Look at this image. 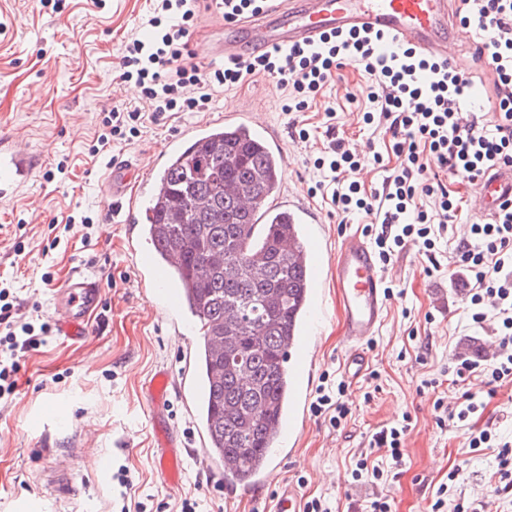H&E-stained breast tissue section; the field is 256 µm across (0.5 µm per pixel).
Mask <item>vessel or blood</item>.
<instances>
[{"instance_id":"1","label":"vessel or blood","mask_w":512,"mask_h":512,"mask_svg":"<svg viewBox=\"0 0 512 512\" xmlns=\"http://www.w3.org/2000/svg\"><path fill=\"white\" fill-rule=\"evenodd\" d=\"M463 7V0H271L270 7L256 18L222 24V37L214 53L230 61L257 51L315 44L331 33L368 32L386 37L388 45L409 47L425 58L451 64L456 59L453 20ZM32 169L31 153L13 145L11 139L0 140L1 197L12 195L27 181ZM136 173V166L131 164L111 167L106 183L113 203L134 208L136 199L128 191ZM477 190L480 212L484 218H492L503 203H512V168L485 175ZM136 258L140 281L153 285L169 310L178 312L185 296L183 289L170 285L169 263L144 252L137 253ZM333 277L344 316L341 366L347 380L356 382L369 369L371 356L367 344L383 323L388 303L385 278L370 244L356 235L343 239ZM101 299L100 280L87 274H74L56 289L54 303L63 318L62 335L72 340L85 336ZM322 304L319 289H312L301 330L294 339L297 365L290 379L293 400L287 415L274 426L275 440L281 447L288 446L298 427L307 423L308 365ZM174 382L170 372L163 370L153 376L147 387L150 415L160 430L158 443L162 452L157 469L173 488L179 486L183 468L176 452L177 441L166 422L164 397ZM270 512H303L302 498L293 483H280Z\"/></svg>"}]
</instances>
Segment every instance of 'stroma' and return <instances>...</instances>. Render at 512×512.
I'll return each instance as SVG.
<instances>
[{"label":"stroma","instance_id":"obj_1","mask_svg":"<svg viewBox=\"0 0 512 512\" xmlns=\"http://www.w3.org/2000/svg\"><path fill=\"white\" fill-rule=\"evenodd\" d=\"M151 12V0H61L57 7L41 6L39 0H0V136L24 144L35 157L30 179L12 197L0 198V278L11 282L24 320L36 318L51 327L43 343L27 354L16 395L0 402V512H25L34 499L40 512H180L186 498L197 501L199 512H264L270 488L284 480L298 487L303 500H321L332 512H367L378 497L388 499L392 512H427L438 486L455 468L460 477L445 512L482 495L491 512H512V504H502L495 493L493 450L468 446L470 433L483 429L512 437V383L498 386L482 413L444 426L436 422V397L452 406L462 391L447 381L434 389L427 385L459 356L466 340L484 343L491 334L490 325L472 322L463 282L451 274L458 240L480 220L470 185L457 182L448 190L461 196L462 206L438 254L441 270L428 272L426 257L413 245L383 269L394 294L369 346L371 368L347 388L349 413L341 426L309 416L293 456L277 458L269 489L257 495L226 494L189 457L180 485L164 484L155 464L159 450L146 384L156 370L181 371L200 335H179L151 285L138 280L128 228L112 218L104 195L106 166L89 156L105 131L107 112L140 102V90L120 79L119 61L125 42L142 32ZM366 84L360 69L346 65L303 112L310 131L303 141L288 126L283 90L258 76L220 93L211 112L145 122L115 148V159L139 166L134 193L142 201L154 181L149 160L170 139L202 121H219L227 111L258 114L268 137L282 140L291 151L280 191L321 222L324 232L311 249L327 270L344 237L363 233L372 218L360 213L339 220L330 198L315 189L324 178L313 161L327 144L326 108H333L337 127L360 157L351 178L363 190L379 186L387 169L398 163L389 135L363 122L372 109ZM377 153L384 154L383 165L371 162ZM62 160L67 167L61 172L57 164ZM72 214L93 222L67 233L51 231V223H65ZM77 269L100 279L103 301L87 335L73 342L59 331L53 289ZM46 273L52 284L43 282ZM320 288L326 317L312 369L317 385L341 381L343 351L342 311L327 273ZM167 412L181 444H189L200 430L191 386L169 394ZM406 416L410 429L397 478L384 484L354 480L360 455H367L372 466L382 461L381 451L368 448L373 434ZM90 435L96 444L92 457L80 452ZM47 449L68 454L74 496L58 497L36 480ZM121 471L128 480L124 487L117 481Z\"/></svg>","mask_w":512,"mask_h":512}]
</instances>
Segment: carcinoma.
<instances>
[{
  "instance_id": "obj_1",
  "label": "carcinoma",
  "mask_w": 512,
  "mask_h": 512,
  "mask_svg": "<svg viewBox=\"0 0 512 512\" xmlns=\"http://www.w3.org/2000/svg\"><path fill=\"white\" fill-rule=\"evenodd\" d=\"M145 208L147 239L176 257L185 306L199 322L198 416L207 448L238 479L268 459L288 404V348L309 282V241L270 209L281 182L268 143L223 125L182 143Z\"/></svg>"
}]
</instances>
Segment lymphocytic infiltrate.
<instances>
[{"instance_id": "f902f5d3", "label": "lymphocytic infiltrate", "mask_w": 512, "mask_h": 512, "mask_svg": "<svg viewBox=\"0 0 512 512\" xmlns=\"http://www.w3.org/2000/svg\"><path fill=\"white\" fill-rule=\"evenodd\" d=\"M155 2L150 38L128 40L119 62L120 78L141 86L144 106L110 110V132L98 137L94 157L108 155L113 141L124 139L127 126L144 119L156 123L180 112L210 111L218 93L256 76L277 81L286 94V112L305 111L336 71L352 63L366 74L367 98L377 105L364 120L390 134L400 163L368 192L357 182L345 181V173L358 162L337 136L335 114L329 109L330 143L314 165L326 172L338 212L374 215L366 232L382 261L411 243L435 260L437 244L447 237L460 203L450 194L448 181L473 184L487 172L512 167V0H466L460 15L462 24L474 27L487 55L494 106L491 118L482 123L461 118L473 88L464 71L422 58L410 48L381 51L379 37L367 33L334 34L317 46L296 44L202 71L189 48L199 17L215 8L231 23L259 15L268 0ZM471 234V239L458 242L456 264L468 288L471 319L477 324L494 321L500 352L489 359L459 361L448 375L455 384L479 375L493 386L512 382V207L472 225ZM15 307L9 287H1V401L15 395L22 360L49 331L47 324L21 320ZM470 446L496 451L495 492L512 497V441L484 430L471 437Z\"/></svg>"}]
</instances>
